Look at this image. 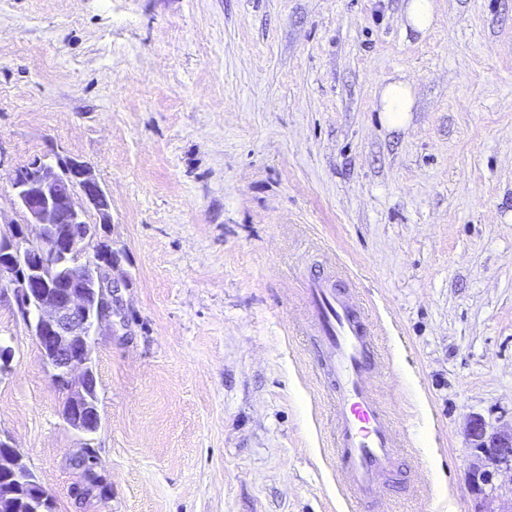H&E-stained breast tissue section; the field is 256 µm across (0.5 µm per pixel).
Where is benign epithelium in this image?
<instances>
[{
  "label": "benign epithelium",
  "instance_id": "obj_1",
  "mask_svg": "<svg viewBox=\"0 0 512 512\" xmlns=\"http://www.w3.org/2000/svg\"><path fill=\"white\" fill-rule=\"evenodd\" d=\"M10 183L26 222L0 229V289L12 291L27 328L47 343L53 379L68 390L66 424L80 435L93 434L101 420L92 352L101 328L112 324L113 296L126 287V278L114 275L112 240L103 237L112 224V202L90 166L58 155L12 169ZM89 210L98 222L85 220ZM57 224L74 230L59 235ZM468 441L476 458L468 475L475 512H512V505L491 510L486 492L494 473L512 472V431L490 429L475 418ZM5 483L28 490L30 512H51V496L32 480L9 441L0 439V490Z\"/></svg>",
  "mask_w": 512,
  "mask_h": 512
}]
</instances>
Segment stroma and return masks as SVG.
<instances>
[{"label": "stroma", "mask_w": 512, "mask_h": 512, "mask_svg": "<svg viewBox=\"0 0 512 512\" xmlns=\"http://www.w3.org/2000/svg\"><path fill=\"white\" fill-rule=\"evenodd\" d=\"M0 0L9 170L92 167L128 285L75 433L12 293L0 438L53 512H348L305 282L352 283L403 441L376 512H473L471 418L512 428V0ZM404 75L410 124L375 90ZM404 31L425 34L439 19V7L436 0H404ZM414 105V88L403 75L390 77L379 84L377 108L388 129H401L409 124Z\"/></svg>", "instance_id": "obj_1"}]
</instances>
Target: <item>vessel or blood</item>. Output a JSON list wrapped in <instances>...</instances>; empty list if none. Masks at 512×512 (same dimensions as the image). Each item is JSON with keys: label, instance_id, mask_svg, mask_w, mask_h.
Segmentation results:
<instances>
[{"label": "vessel or blood", "instance_id": "b4317fda", "mask_svg": "<svg viewBox=\"0 0 512 512\" xmlns=\"http://www.w3.org/2000/svg\"><path fill=\"white\" fill-rule=\"evenodd\" d=\"M308 298L326 365L327 398L336 410V476L351 512L373 503L382 476L400 463L394 421L377 399L371 379L385 366L373 312L353 293L314 275Z\"/></svg>", "mask_w": 512, "mask_h": 512}]
</instances>
